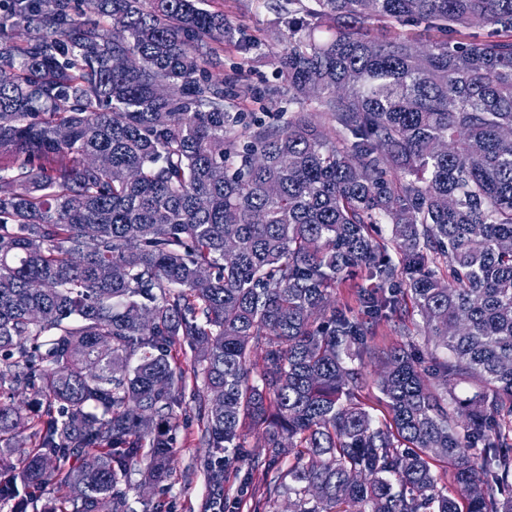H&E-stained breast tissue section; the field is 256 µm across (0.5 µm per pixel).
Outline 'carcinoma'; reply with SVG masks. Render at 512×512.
Wrapping results in <instances>:
<instances>
[{"label": "carcinoma", "instance_id": "obj_1", "mask_svg": "<svg viewBox=\"0 0 512 512\" xmlns=\"http://www.w3.org/2000/svg\"><path fill=\"white\" fill-rule=\"evenodd\" d=\"M270 9L288 29L264 91L288 105L276 126L233 111L260 99L238 74L211 73L224 44L262 42L205 0L0 14V502L14 512L49 488L41 512H132L130 492L172 476L190 412L210 455L261 431L248 479L292 459L250 512L276 496L291 512H512V0ZM405 26L439 37L422 51ZM357 271L370 287L332 304ZM410 307L447 358L424 366ZM382 320L406 341L379 347ZM184 343L189 393L172 364ZM372 360L388 423L359 399ZM238 460L211 468V505Z\"/></svg>", "mask_w": 512, "mask_h": 512}]
</instances>
